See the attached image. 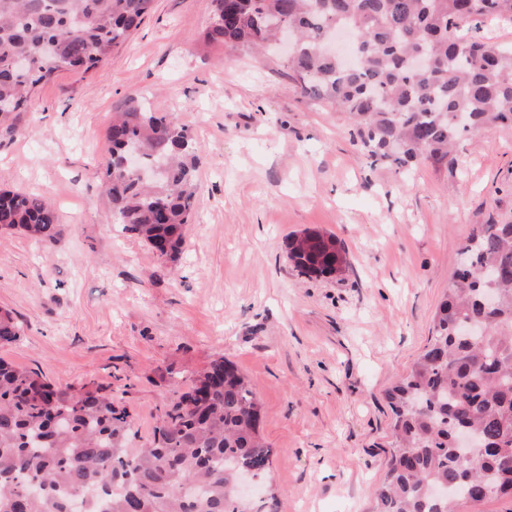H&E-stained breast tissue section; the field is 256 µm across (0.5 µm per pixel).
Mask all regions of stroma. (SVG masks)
<instances>
[{"label": "stroma", "instance_id": "35a3bbf8", "mask_svg": "<svg viewBox=\"0 0 512 512\" xmlns=\"http://www.w3.org/2000/svg\"><path fill=\"white\" fill-rule=\"evenodd\" d=\"M209 20L210 0H154L102 69L54 72L0 113V189L49 198L62 228L49 245L0 230V310L21 327L0 359L105 388L135 448L186 378L226 359L260 402L279 512H376L386 392L429 345L473 230L512 219V127L460 139L448 166L372 165L282 55L204 46ZM131 97L196 142L175 262L116 224L103 192L112 112ZM306 230L335 236L341 271L298 273L287 243Z\"/></svg>", "mask_w": 512, "mask_h": 512}]
</instances>
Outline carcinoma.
<instances>
[{
  "mask_svg": "<svg viewBox=\"0 0 512 512\" xmlns=\"http://www.w3.org/2000/svg\"><path fill=\"white\" fill-rule=\"evenodd\" d=\"M153 0H0V112H16L58 70L102 67L150 12ZM211 0L208 45L270 48L284 27L298 36L287 67L300 93L350 115L373 165L396 172L422 160L453 163L460 137L490 123L512 126V43L484 33L512 26V0ZM423 52L431 67L418 72ZM103 185L118 223L178 258L192 221L196 147L171 113L130 98L109 129ZM158 178L144 184L122 168L128 148ZM0 228L39 241L61 234L44 198L0 190ZM302 275L332 272L336 240L293 237ZM435 316L432 343L388 393L392 448L379 512H456L434 491L474 502L509 494L512 468V222L485 224L462 250ZM476 321L483 336L457 325ZM0 311V344L17 340ZM261 406L247 379L220 358L170 402L153 441L131 448L133 421L100 389L82 393L41 371L0 360V512H278L275 496L243 498L239 472L263 484L271 449L260 434ZM466 427L483 441L476 461L454 444Z\"/></svg>",
  "mask_w": 512,
  "mask_h": 512,
  "instance_id": "1",
  "label": "carcinoma"
}]
</instances>
